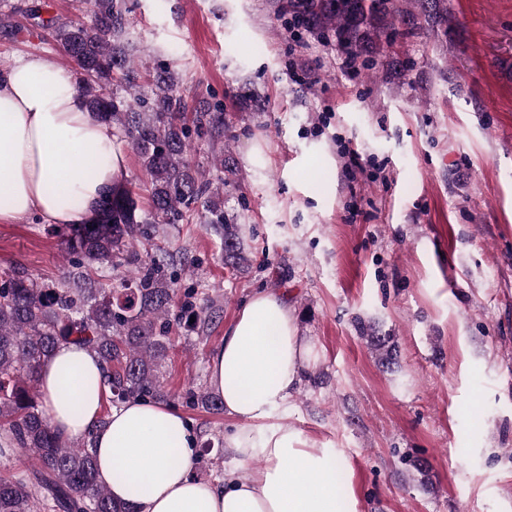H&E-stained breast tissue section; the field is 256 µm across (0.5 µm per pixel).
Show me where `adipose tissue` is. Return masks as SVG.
<instances>
[{"label":"adipose tissue","mask_w":512,"mask_h":512,"mask_svg":"<svg viewBox=\"0 0 512 512\" xmlns=\"http://www.w3.org/2000/svg\"><path fill=\"white\" fill-rule=\"evenodd\" d=\"M126 172L111 124L88 112L74 71L48 55H19L0 68V222L35 213L49 224H89ZM310 358L287 296L252 294L209 361V385L240 424L225 437L235 461L223 480L195 478L197 439L176 409L127 402L102 416L106 394L85 392L101 378L84 348L64 344L43 365L40 392L55 431L92 436L97 479L135 512H358L340 507L336 475L349 469L301 430L272 423L296 391ZM261 466H253V459Z\"/></svg>","instance_id":"obj_1"}]
</instances>
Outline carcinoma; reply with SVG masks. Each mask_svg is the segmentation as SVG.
Masks as SVG:
<instances>
[{
    "label": "carcinoma",
    "mask_w": 512,
    "mask_h": 512,
    "mask_svg": "<svg viewBox=\"0 0 512 512\" xmlns=\"http://www.w3.org/2000/svg\"><path fill=\"white\" fill-rule=\"evenodd\" d=\"M288 14L311 32L334 37L353 58L393 49V36L409 35L425 21L448 34V0H288ZM126 0H88L85 17L59 23L31 5L25 16L42 29L80 70L78 88L89 111L112 124L118 142L137 150L149 208L119 182L93 224H71L61 234L70 256L61 283H48L21 266L0 273V457L30 456L37 468L0 478V512H130L96 477L91 437L67 440L52 427L39 390V370L61 344L88 349L103 364L94 389L107 387L109 402H164L160 373L171 334L186 326L207 334L217 299L183 287L191 261L169 251L161 224H208L220 240L224 266L237 272L248 262L240 217L224 211V191L234 186L230 156L236 134L224 104L189 99L178 71L135 59L122 38L131 26ZM152 94L141 93V80ZM223 143L201 168L190 160L192 133ZM123 270L106 275L105 270ZM194 322H189L190 318ZM370 343L390 365L398 357L391 336ZM193 407L224 411L214 392L186 388Z\"/></svg>",
    "instance_id": "carcinoma-1"
}]
</instances>
